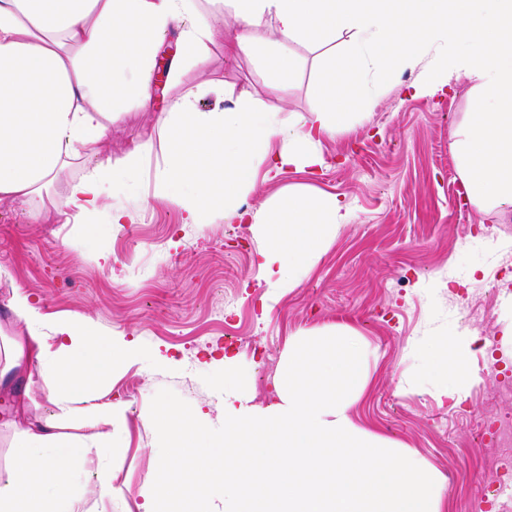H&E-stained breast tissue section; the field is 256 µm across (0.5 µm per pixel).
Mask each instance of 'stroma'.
<instances>
[{
	"label": "stroma",
	"mask_w": 512,
	"mask_h": 512,
	"mask_svg": "<svg viewBox=\"0 0 512 512\" xmlns=\"http://www.w3.org/2000/svg\"><path fill=\"white\" fill-rule=\"evenodd\" d=\"M237 32L232 15L216 22L206 58L186 67L178 85L164 86L150 111L135 108L113 123L105 155L120 158L155 136L158 114L204 82L203 111L229 106L230 96L243 91L285 119L315 107L309 87L321 50L289 42L285 53L301 56L304 66L275 91L260 58L235 51ZM415 77L410 69L398 73L371 110L324 139L323 169L259 175L246 200L251 209L285 188L309 185L353 213L317 265L268 307L250 225L221 218L184 223L169 203L147 199L143 182L105 199L86 224L52 212L37 221L28 204L0 201V326L22 332L9 307L20 288L48 322L84 316L103 330L136 334L143 349L139 364L106 382L128 403V429L121 447L100 449L98 459L127 485L125 497L97 500L84 471L72 475L71 492L96 512H141V492L159 462L150 403L160 389L208 419L218 417L216 393L202 380L208 350H227L248 365L249 392L266 404L293 335L335 324L354 328L370 351L355 421L431 463L442 512H500L485 485L494 479L512 486V464H504L507 451L490 428L512 416V398L500 391L512 384V270L483 228L512 225V210L487 215L459 205L463 181L450 142L470 109L469 85L461 78L445 94L415 97L409 91ZM115 209L132 214L135 239L111 222ZM234 335L246 344L231 343ZM440 335L472 346L471 381L457 406L441 402L420 354ZM20 399L28 421L52 414L41 367L31 366L13 391L0 390L1 467L14 441L4 421Z\"/></svg>",
	"instance_id": "1"
}]
</instances>
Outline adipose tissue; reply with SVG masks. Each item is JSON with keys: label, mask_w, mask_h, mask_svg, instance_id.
<instances>
[{"label": "adipose tissue", "mask_w": 512, "mask_h": 512, "mask_svg": "<svg viewBox=\"0 0 512 512\" xmlns=\"http://www.w3.org/2000/svg\"><path fill=\"white\" fill-rule=\"evenodd\" d=\"M198 0H0V199L30 203L65 170L81 165L60 201L61 214L84 217L120 194L128 181L149 175L151 198L169 202L187 223L218 216L251 225L262 242L258 268L271 293L297 286L318 263L339 229L352 219L332 195L291 187L245 208L260 167L304 170L323 163V139L347 129L397 73L417 72L410 91L433 96L452 80H468L472 110L451 136L458 171L472 204L482 212L512 208V0H224L241 22L239 52L259 55L273 86L300 67L281 46L315 47L348 36L341 55L327 54L311 86L318 104L284 123L280 113L242 92L230 107H197L198 92L174 102L157 118V140L137 143L116 160L102 158L114 122L136 107L150 108L156 56L166 35L177 37L167 78L177 83L185 66L209 51L212 25ZM272 27L274 41L255 33ZM161 163H152L154 151ZM9 307L26 333L12 337L0 365V389L11 388L32 364L47 372L52 417L20 425L7 468L0 469V512H84L66 485L81 466L98 496H125L112 469L94 463L93 445L59 431L82 410L100 413L113 433L126 429L122 399L94 402L93 383L142 352L126 332L100 342L91 319H68L53 332L28 293L14 290ZM103 353H95L97 345ZM426 366L441 396L461 401L458 384L465 350L441 338L428 346Z\"/></svg>", "instance_id": "ef3b65f1"}]
</instances>
